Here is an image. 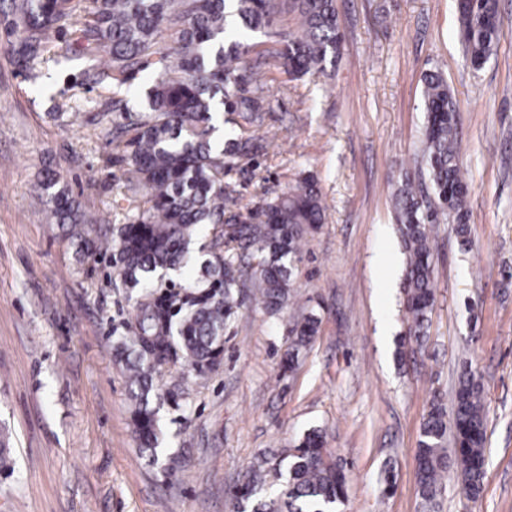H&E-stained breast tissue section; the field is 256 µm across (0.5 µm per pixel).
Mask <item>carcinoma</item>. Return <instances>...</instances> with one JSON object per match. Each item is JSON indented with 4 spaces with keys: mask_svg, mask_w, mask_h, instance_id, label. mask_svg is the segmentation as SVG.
<instances>
[{
    "mask_svg": "<svg viewBox=\"0 0 512 512\" xmlns=\"http://www.w3.org/2000/svg\"><path fill=\"white\" fill-rule=\"evenodd\" d=\"M297 13V32L288 36L272 66L293 76L319 74L339 56L340 34L334 0H10L15 44L11 51L23 67L43 57L49 33L67 27L80 33L94 84L103 91L121 88L156 55L147 106H123L131 166L128 189L148 195V207L126 224L93 228L69 190L50 172L38 188L47 197L55 222L75 244L79 263H109L123 283L141 289L132 335L115 342L131 392L133 433L140 448L156 452L161 434L154 402L164 395L156 380L180 358L201 375L217 368L224 350V329L242 302L241 261L248 253L255 266L256 306L273 317L292 297L291 264L304 232L324 221L325 206L311 176L260 209L236 211L235 186L224 181L234 159L264 146L250 129L262 122L265 82L251 64L252 34L271 26L283 6ZM462 43L473 67L491 55L498 34L497 0H459ZM177 28L162 45L163 23ZM427 121L421 158L431 193L417 195L409 175L395 194V220L406 255L405 337L423 341L435 302L432 238L437 225L453 217L464 246L470 244L465 200L469 183L459 164L458 107L439 72L424 76ZM237 114L236 129L223 139L215 133L224 113ZM204 230L212 235L208 253L192 248ZM186 267L188 299L164 317L154 302L157 274ZM319 319L305 316L292 331L294 347L309 345ZM487 415L483 389L474 378L461 377L447 413L435 399L421 425L416 452L418 493L428 512L438 505L445 483L456 477L467 490L479 492L485 475ZM453 454H448V438ZM0 469H13L8 430H0ZM280 475L276 490L266 493V475ZM347 477L327 459L322 429L304 432L293 448H284L275 464L262 459L237 488L252 512H324L345 497Z\"/></svg>",
    "mask_w": 512,
    "mask_h": 512,
    "instance_id": "obj_1",
    "label": "carcinoma"
}]
</instances>
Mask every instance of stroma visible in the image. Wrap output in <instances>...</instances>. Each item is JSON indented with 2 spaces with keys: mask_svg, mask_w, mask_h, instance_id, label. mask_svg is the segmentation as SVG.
Listing matches in <instances>:
<instances>
[{
  "mask_svg": "<svg viewBox=\"0 0 512 512\" xmlns=\"http://www.w3.org/2000/svg\"><path fill=\"white\" fill-rule=\"evenodd\" d=\"M334 6L335 65L301 78L265 67L263 126L276 139L227 177L248 211L313 175L325 220L301 240L279 317L245 304L215 371L175 364L159 377L178 398L161 407L153 458L137 447L113 357L138 292L107 262H77L37 188L52 170L87 223H126L137 212L129 164L107 143L121 117L95 124L99 92L78 33L52 37L32 74L9 54L0 14V422L15 450L14 472L0 474V512H242L234 490L256 458L314 426L347 475L339 512H422L416 449L427 405L436 395L452 403L470 369L488 412L486 472L474 498L446 482L438 512H512V0H499L498 40L477 70L457 0ZM433 71L458 106L472 244L439 225L436 301L419 345L403 339L394 192L418 166L423 77ZM311 312L318 332L281 374L290 330Z\"/></svg>",
  "mask_w": 512,
  "mask_h": 512,
  "instance_id": "obj_1",
  "label": "stroma"
}]
</instances>
